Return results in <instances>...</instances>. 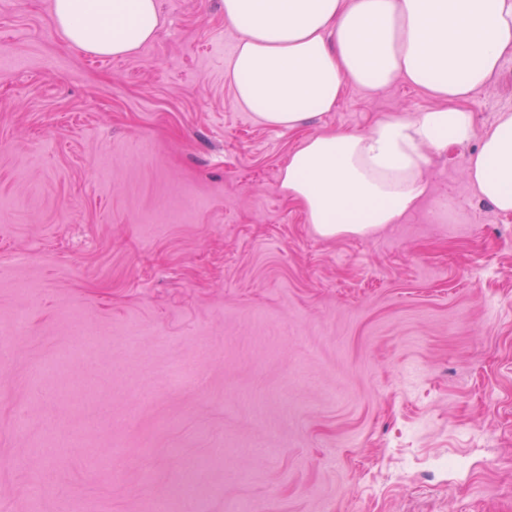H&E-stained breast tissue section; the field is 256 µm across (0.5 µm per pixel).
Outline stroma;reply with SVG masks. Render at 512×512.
I'll list each match as a JSON object with an SVG mask.
<instances>
[{
    "label": "stroma",
    "instance_id": "stroma-1",
    "mask_svg": "<svg viewBox=\"0 0 512 512\" xmlns=\"http://www.w3.org/2000/svg\"><path fill=\"white\" fill-rule=\"evenodd\" d=\"M160 4L151 42L100 59L52 0H0V512L35 483L39 512H512V211L470 147L400 223L321 237L289 155L433 99L350 84L264 125L222 0ZM467 108L480 133L512 110V59ZM469 457L464 486L432 473Z\"/></svg>",
    "mask_w": 512,
    "mask_h": 512
}]
</instances>
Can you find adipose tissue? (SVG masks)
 I'll return each instance as SVG.
<instances>
[{
  "instance_id": "adipose-tissue-1",
  "label": "adipose tissue",
  "mask_w": 512,
  "mask_h": 512,
  "mask_svg": "<svg viewBox=\"0 0 512 512\" xmlns=\"http://www.w3.org/2000/svg\"><path fill=\"white\" fill-rule=\"evenodd\" d=\"M235 35L227 75L238 104L265 125L296 129L334 111L347 84L404 81L437 105L368 131L306 138L281 189L325 238L368 236L424 200L432 156L477 142L467 176L495 209L512 211V113L477 134L463 106L512 57V0H223ZM74 46L121 58L152 41L159 0H53Z\"/></svg>"
}]
</instances>
